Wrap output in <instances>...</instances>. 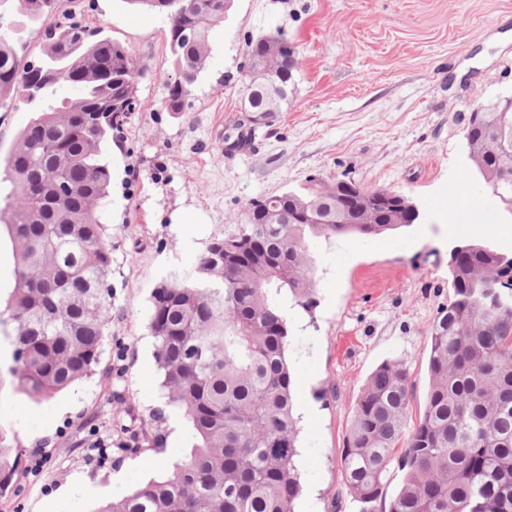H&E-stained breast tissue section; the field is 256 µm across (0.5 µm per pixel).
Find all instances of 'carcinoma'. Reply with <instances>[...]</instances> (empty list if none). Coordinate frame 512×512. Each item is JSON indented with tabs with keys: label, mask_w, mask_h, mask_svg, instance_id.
I'll list each match as a JSON object with an SVG mask.
<instances>
[{
	"label": "carcinoma",
	"mask_w": 512,
	"mask_h": 512,
	"mask_svg": "<svg viewBox=\"0 0 512 512\" xmlns=\"http://www.w3.org/2000/svg\"><path fill=\"white\" fill-rule=\"evenodd\" d=\"M160 15L173 77L164 107L185 111L206 70L210 34L230 0H127ZM30 28L58 10L57 0H16ZM281 33L246 44L261 60ZM297 52L276 71L251 69L241 92L263 110L271 82L286 85ZM140 66L122 44L65 14L39 63L0 38V100L30 107L4 160L11 193L0 207L10 240L15 287L0 317L10 327L12 389L36 401L96 374L112 324V236L106 211L112 174L105 149L127 123L123 106ZM66 82L70 97L56 98ZM464 134L497 199L512 200V168L496 156L512 143V112H472ZM308 222L295 223L298 203ZM404 216L388 200L368 201L333 184L249 204L244 223L210 236L192 278H173L152 295L149 329L168 403L192 430L190 452L169 473L100 512H295L298 430L288 363V299L311 304L307 239L379 235ZM512 256L480 243L450 271L448 304L431 326L429 388L419 420L408 426L413 392L406 369L383 362L357 401L340 457L343 482L359 512H512V288L499 278ZM0 430V495L9 490L22 449L10 457ZM403 472L386 498L387 475Z\"/></svg>",
	"instance_id": "carcinoma-1"
}]
</instances>
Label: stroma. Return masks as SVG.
Segmentation results:
<instances>
[{
	"label": "stroma",
	"instance_id": "35a3bbf8",
	"mask_svg": "<svg viewBox=\"0 0 512 512\" xmlns=\"http://www.w3.org/2000/svg\"><path fill=\"white\" fill-rule=\"evenodd\" d=\"M59 8L136 58L138 110L113 133L107 155L112 326L97 373L40 402L0 385V428L25 450L18 489L0 496V512H92L185 455L191 431L172 426L177 412L166 404L148 329L154 288L193 275L209 237L242 223L250 200L342 176L410 197L424 214L386 235L309 240L315 304L288 310L294 405L316 415L299 434L306 459L297 512H356L340 454L365 381L394 361L409 373L414 407L428 389L448 252L471 235L448 209L449 185H465L471 225L492 227L496 249L512 255L503 233L512 213L474 178L462 123L512 91V0H233L184 112L164 107L173 60L161 17L123 0H59ZM279 30L299 57L288 103L250 149L226 151L245 44ZM182 214L196 223H175ZM158 409L164 421L148 423ZM76 477L72 502L66 492Z\"/></svg>",
	"mask_w": 512,
	"mask_h": 512
}]
</instances>
